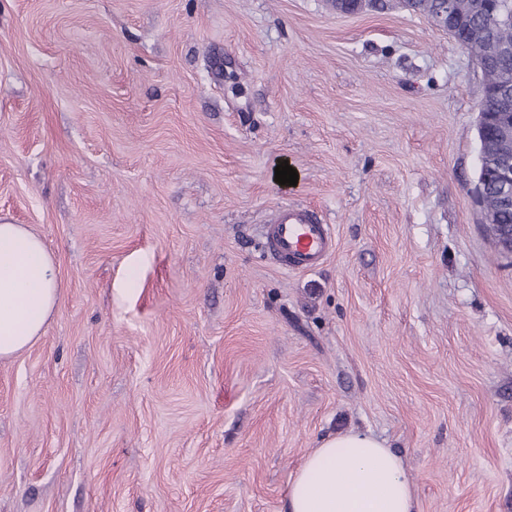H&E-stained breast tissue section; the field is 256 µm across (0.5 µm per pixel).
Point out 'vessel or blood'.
<instances>
[{
	"mask_svg": "<svg viewBox=\"0 0 512 512\" xmlns=\"http://www.w3.org/2000/svg\"><path fill=\"white\" fill-rule=\"evenodd\" d=\"M264 245L282 267L309 271L334 253L336 240L330 225L320 222L311 210L284 206L270 214L264 228Z\"/></svg>",
	"mask_w": 512,
	"mask_h": 512,
	"instance_id": "vessel-or-blood-1",
	"label": "vessel or blood"
}]
</instances>
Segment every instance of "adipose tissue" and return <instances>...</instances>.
Segmentation results:
<instances>
[{
  "instance_id": "ef3b65f1",
  "label": "adipose tissue",
  "mask_w": 512,
  "mask_h": 512,
  "mask_svg": "<svg viewBox=\"0 0 512 512\" xmlns=\"http://www.w3.org/2000/svg\"><path fill=\"white\" fill-rule=\"evenodd\" d=\"M59 298L56 265L43 240L0 224V359L33 346ZM415 487L400 458L370 433L324 438L287 490L285 512H416Z\"/></svg>"
}]
</instances>
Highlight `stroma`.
Returning a JSON list of instances; mask_svg holds the SVG:
<instances>
[{
    "mask_svg": "<svg viewBox=\"0 0 512 512\" xmlns=\"http://www.w3.org/2000/svg\"><path fill=\"white\" fill-rule=\"evenodd\" d=\"M483 90L399 0H0V221L60 281L0 359V512H283L350 430L401 457L418 512H512ZM285 205L331 225L320 269L265 255Z\"/></svg>",
    "mask_w": 512,
    "mask_h": 512,
    "instance_id": "35a3bbf8",
    "label": "stroma"
}]
</instances>
